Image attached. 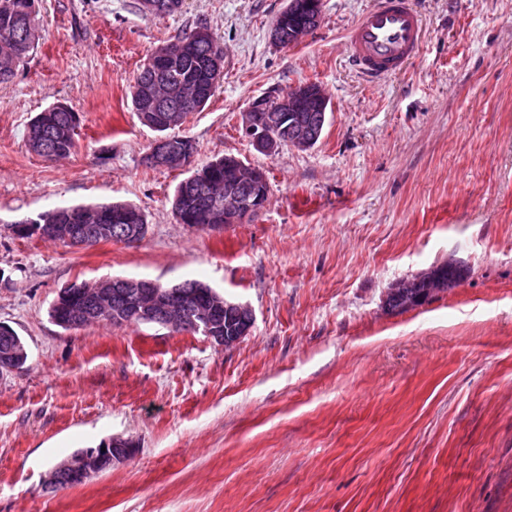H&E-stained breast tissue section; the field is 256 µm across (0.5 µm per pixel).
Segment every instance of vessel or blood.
Wrapping results in <instances>:
<instances>
[{
	"instance_id": "vessel-or-blood-1",
	"label": "vessel or blood",
	"mask_w": 512,
	"mask_h": 512,
	"mask_svg": "<svg viewBox=\"0 0 512 512\" xmlns=\"http://www.w3.org/2000/svg\"><path fill=\"white\" fill-rule=\"evenodd\" d=\"M422 39V20L411 0H374L348 31L347 46L358 72L379 81L413 60Z\"/></svg>"
}]
</instances>
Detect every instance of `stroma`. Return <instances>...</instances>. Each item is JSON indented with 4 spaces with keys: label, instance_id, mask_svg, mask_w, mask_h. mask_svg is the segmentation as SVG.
I'll return each mask as SVG.
<instances>
[{
    "label": "stroma",
    "instance_id": "35a3bbf8",
    "mask_svg": "<svg viewBox=\"0 0 512 512\" xmlns=\"http://www.w3.org/2000/svg\"><path fill=\"white\" fill-rule=\"evenodd\" d=\"M374 0H322L290 48L287 0H39L40 39L0 84V324L25 342L0 376V512H512V0H413L425 41L373 83L345 36ZM208 26L224 45L214 96L179 135L193 167L231 154L265 171L252 221L196 230L153 168L155 131L129 85L154 50ZM316 82L331 102L315 146L267 156L241 131L266 92ZM79 117L64 163L30 152L45 108ZM146 214L133 247L17 237L67 205ZM466 280L395 314L391 284L445 262ZM200 280L248 304L233 347L157 325L63 330L48 311L74 283ZM132 440L125 463L47 484L79 448ZM295 14L296 4L291 2L281 16L279 23L274 26L271 37L279 46L291 45L296 38L299 40L304 35L300 32V29L293 25V22H291V25L289 26V21L295 16Z\"/></svg>",
    "mask_w": 512,
    "mask_h": 512
}]
</instances>
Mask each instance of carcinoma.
Masks as SVG:
<instances>
[{
    "instance_id": "carcinoma-1",
    "label": "carcinoma",
    "mask_w": 512,
    "mask_h": 512,
    "mask_svg": "<svg viewBox=\"0 0 512 512\" xmlns=\"http://www.w3.org/2000/svg\"><path fill=\"white\" fill-rule=\"evenodd\" d=\"M38 0H0V50L6 45L16 42L23 46V53L19 54L14 66H19L34 50L37 39L27 37V27L31 20L37 16ZM176 41L158 47L148 60L140 67L133 83L130 86L133 109H138L136 98L137 88L144 82L150 81L155 74H160L164 86L163 94L167 106L159 113L178 112L180 119L184 120L189 114L204 108L214 96L216 88L209 90L208 96L194 100L180 99L185 85L189 83L209 84V76L203 63L213 49L224 50V46L211 38L199 45L198 54L193 58H175L171 61L162 58L161 53H169L177 46ZM75 112H58L47 109L37 114L27 127L26 145L30 151H35L34 142L39 139L51 146L53 153H44L42 157L51 160L53 154L64 157L71 155L76 148L75 130L77 120ZM234 187V193L257 198L268 195L269 186L262 187L248 181V177L239 169L231 173L224 172V158L217 157L205 165L197 168L191 178L182 180L175 191L172 210L180 224L190 228L209 229L213 224L224 223V207L216 201L224 197L228 186ZM71 216V223L79 228L90 227L97 229L96 242L125 243L123 241L124 226L129 224H145V214L138 208L119 202H112L100 206H70L67 208ZM58 216V210H50L40 215L38 220L30 224L19 225L15 234L22 238L35 235V229L42 230V238L52 240L47 228ZM434 277L418 275L408 280L406 288H391L386 294L385 308L392 313H401L430 301L435 295L444 292L462 281L469 275V269L459 262H444L433 269ZM112 281L106 280L90 285L88 283L74 284L59 292L49 308V317L57 326L64 330L76 329L75 317L86 303L85 290L89 287L106 291ZM224 335L237 336L241 330L250 326V318L232 309H224ZM97 320L107 321L113 325H128L136 320L124 312L122 306L110 307L109 311L97 317ZM6 347L12 348L17 354L18 367H23L27 360V348L15 331H10V337H4L0 331V351Z\"/></svg>"
}]
</instances>
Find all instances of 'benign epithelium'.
I'll list each match as a JSON object with an SVG mask.
<instances>
[{
  "label": "benign epithelium",
  "instance_id": "obj_1",
  "mask_svg": "<svg viewBox=\"0 0 512 512\" xmlns=\"http://www.w3.org/2000/svg\"><path fill=\"white\" fill-rule=\"evenodd\" d=\"M141 6L147 14L163 15L180 8L181 3L178 0H141ZM295 14L296 4L291 2L271 34L272 40L278 45H290L294 40L302 38L300 29L289 24ZM158 89V82L151 81L145 86L139 103L143 123L153 129L159 128L153 116L160 99ZM273 101L281 112H325L328 105L320 88L313 82L303 84L286 99L278 100L273 94H264L254 99L243 115L242 133L258 151L268 155H273L279 150L280 140L265 130L257 113L267 111ZM147 159L150 164L160 168L184 169L191 164L193 156L176 148L170 138L160 136L153 141ZM264 205L265 201L260 198L248 200L233 195L224 201V224H240L258 215ZM191 297L192 294L184 290H163L159 283L152 280L112 278L114 302L128 303L133 316L141 322L169 330L179 322L181 311L188 306ZM219 308L220 304L216 302L197 306L195 325L203 329L210 341L227 348L234 345V342L227 340L222 334L217 316ZM103 446L106 450L103 451L99 447L88 448L56 468L51 474V484L56 486L66 480L72 485H80L93 475L124 463L134 453L131 442L120 437L103 442Z\"/></svg>",
  "mask_w": 512,
  "mask_h": 512
}]
</instances>
